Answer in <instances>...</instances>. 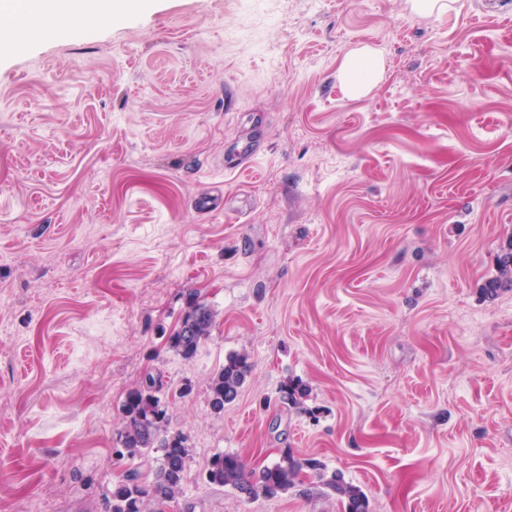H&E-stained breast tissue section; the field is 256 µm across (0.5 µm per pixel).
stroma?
<instances>
[{"label":"stroma","mask_w":512,"mask_h":512,"mask_svg":"<svg viewBox=\"0 0 512 512\" xmlns=\"http://www.w3.org/2000/svg\"><path fill=\"white\" fill-rule=\"evenodd\" d=\"M446 2L112 0L103 24L15 30L0 512H105L117 406L149 370L190 437V512H341L312 477L209 486L218 452L315 460L371 512H512V291L481 292L512 239V0ZM365 46L382 70L355 96ZM197 301L215 327L187 362L166 338ZM242 351L214 416L207 382ZM251 372V365L245 353L230 355L209 378L207 401L210 411L215 416L224 413V406L231 404L238 397Z\"/></svg>","instance_id":"35a3bbf8"}]
</instances>
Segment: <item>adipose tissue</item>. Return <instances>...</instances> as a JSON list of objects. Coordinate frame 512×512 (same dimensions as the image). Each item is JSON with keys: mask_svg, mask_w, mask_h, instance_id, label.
<instances>
[{"mask_svg": "<svg viewBox=\"0 0 512 512\" xmlns=\"http://www.w3.org/2000/svg\"><path fill=\"white\" fill-rule=\"evenodd\" d=\"M110 15L107 0H0V20L23 19L38 28L102 22Z\"/></svg>", "mask_w": 512, "mask_h": 512, "instance_id": "adipose-tissue-1", "label": "adipose tissue"}]
</instances>
